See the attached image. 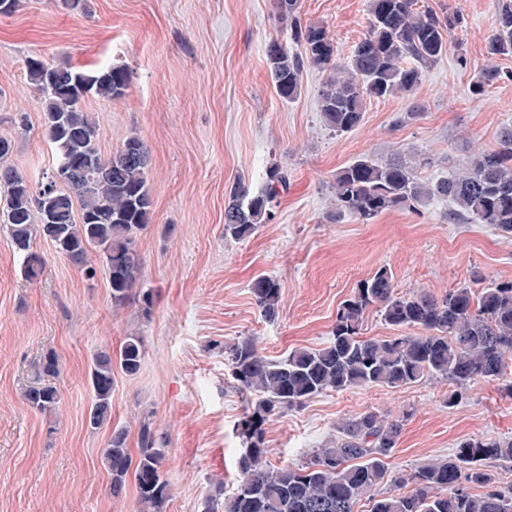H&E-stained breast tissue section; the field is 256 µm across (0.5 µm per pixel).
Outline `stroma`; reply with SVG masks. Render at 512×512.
<instances>
[{
  "label": "stroma",
  "mask_w": 512,
  "mask_h": 512,
  "mask_svg": "<svg viewBox=\"0 0 512 512\" xmlns=\"http://www.w3.org/2000/svg\"><path fill=\"white\" fill-rule=\"evenodd\" d=\"M75 14L61 0H21L0 15V135L14 140L9 159L30 182L49 173L52 152L42 132V105L25 67L28 57L75 68L125 67L129 87L116 101L89 99L102 154L138 135L148 150L151 221L137 240L138 285L155 304L113 308L103 275L87 278L35 240L41 277L26 280L0 224V512H139L134 484L118 497L101 451L112 429L127 432L138 450L150 425L166 452L170 495L161 512H202L223 504L237 479L241 442L236 427L246 404L217 343L253 339L277 359L297 348H320L331 338L337 308L360 280L389 267L397 293L441 296L469 286L512 279V234L489 224H452L448 201L420 211L391 210L363 224L328 220L329 184L362 155L385 161L415 151L434 164L433 178L498 145L512 127V81L478 97L470 86L487 65L495 0H418L419 7L451 8L464 25L448 51L425 72L414 95L373 98L354 131L338 135L323 122L318 91L325 79L306 67L301 90L282 99L265 58L268 41L286 39L273 0H87ZM370 0H301L304 21L323 24L338 58H347L368 30ZM424 116L397 126L412 103ZM30 130L15 134V113ZM288 171L289 186L276 217L249 238L224 234V202L231 186L252 190L272 164ZM260 275L282 286L279 315L267 320L250 284ZM143 337L145 356L134 376L115 373L112 418L90 429L93 395L87 374L93 353ZM55 352L61 371L55 410L41 414L23 399L36 366ZM447 382L405 389L330 392L265 426L268 459L302 463L336 437L340 422L373 411L405 416L387 463L407 471L452 454L465 438H511L512 398L497 383H474L463 401L445 407Z\"/></svg>",
  "instance_id": "35a3bbf8"
}]
</instances>
